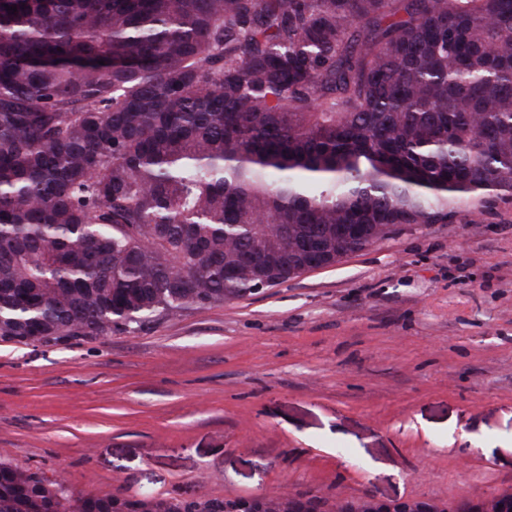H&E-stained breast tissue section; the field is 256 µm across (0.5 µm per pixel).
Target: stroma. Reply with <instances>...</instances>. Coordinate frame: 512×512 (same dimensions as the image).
Masks as SVG:
<instances>
[{"label": "stroma", "instance_id": "35a3bbf8", "mask_svg": "<svg viewBox=\"0 0 512 512\" xmlns=\"http://www.w3.org/2000/svg\"><path fill=\"white\" fill-rule=\"evenodd\" d=\"M0 461L277 512L512 493V202L130 332L0 342Z\"/></svg>", "mask_w": 512, "mask_h": 512}]
</instances>
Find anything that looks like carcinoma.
Segmentation results:
<instances>
[{
    "mask_svg": "<svg viewBox=\"0 0 512 512\" xmlns=\"http://www.w3.org/2000/svg\"><path fill=\"white\" fill-rule=\"evenodd\" d=\"M16 6L9 11L6 6ZM512 196V0H0V342L110 336ZM0 512L74 496L0 462Z\"/></svg>",
    "mask_w": 512,
    "mask_h": 512,
    "instance_id": "obj_1",
    "label": "carcinoma"
}]
</instances>
